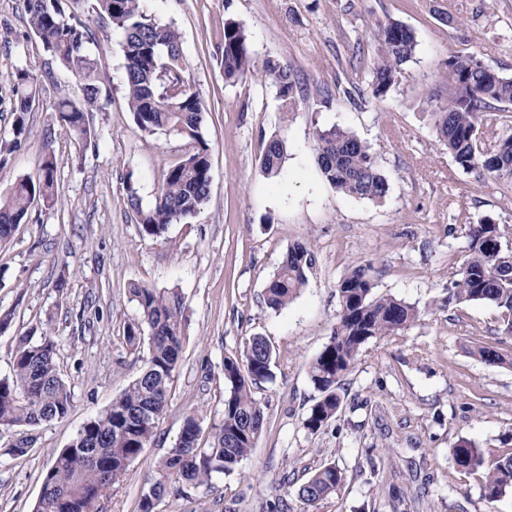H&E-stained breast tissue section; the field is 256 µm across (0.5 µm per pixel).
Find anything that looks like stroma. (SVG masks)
Instances as JSON below:
<instances>
[{"label":"stroma","mask_w":512,"mask_h":512,"mask_svg":"<svg viewBox=\"0 0 512 512\" xmlns=\"http://www.w3.org/2000/svg\"><path fill=\"white\" fill-rule=\"evenodd\" d=\"M150 12L181 35L185 76L206 110L211 190L201 212L170 225L161 239L141 236L127 204L131 176L151 204L165 171L183 150L180 139L140 132L128 111L124 59L117 33L94 28L91 51L109 81L102 111L89 122L98 146L77 154L53 119L59 89L83 95L71 72L54 67L27 34L22 0H0V135L13 121L17 69L50 70L28 115L27 146L0 169V192L17 177L37 176L51 145L60 187L53 207L36 205L0 246V376L10 373L16 336L48 323L60 374L73 389L67 417L41 425L27 456L9 455L18 430L0 431V512H33L41 475L57 449L104 410L136 377L147 347L123 339L135 317L128 287L140 282L180 289L188 307L182 361L169 407L155 436L105 503L106 512H140L155 462L174 447L186 416L211 439L224 411L225 355L248 339H268L275 378L254 387L263 432L252 454L211 489L161 502L156 512H266L280 497L288 512H512V494L490 503L482 472L459 470L452 451L462 441L487 459L512 452V338L498 337L495 308L469 303L439 308L452 271L465 258L468 225L491 217L512 228V184L482 169H459L433 128L430 89L444 88L446 61L475 55L512 78V0H146ZM461 16L448 26L443 14ZM244 25L256 61L288 64L299 110L283 119L275 87L254 76L224 82L217 53L224 22ZM413 30L418 45L400 82L372 96L375 20ZM350 129L369 142L388 179L383 201L347 196L322 176L316 126ZM286 145L279 176L260 167L264 143ZM313 243L317 262L300 295L273 311L264 288L288 247ZM374 268V291L416 305L421 317L400 335L367 345L349 372L335 419L311 434L302 422L319 397L309 362L326 343L340 311L337 284L352 268ZM496 346L504 363L472 356ZM333 462L347 480L312 505L296 489Z\"/></svg>","instance_id":"35a3bbf8"}]
</instances>
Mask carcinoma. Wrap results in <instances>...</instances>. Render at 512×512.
<instances>
[{"label":"carcinoma","mask_w":512,"mask_h":512,"mask_svg":"<svg viewBox=\"0 0 512 512\" xmlns=\"http://www.w3.org/2000/svg\"><path fill=\"white\" fill-rule=\"evenodd\" d=\"M28 29L54 62L82 82L79 101L59 94L54 117L74 139L78 155L94 142L89 114L101 110L107 83L98 61L88 49L91 30L82 20L120 34L125 59L123 87L126 104L146 136L165 134L185 142L181 160L168 168L154 202L142 206L131 181H126L128 201L137 215L142 236L158 239L172 224L195 217L206 202L212 181L211 158L204 136V106L191 90L179 32L150 13L145 0H23ZM377 53L370 69L369 87L379 97L397 83L403 66L412 60L417 41L413 30L395 21L372 24ZM224 82L234 85L259 72L276 87L283 117L298 110L296 82L286 64L268 59L257 69L249 35L237 21L224 23L219 47ZM448 81L443 91L429 94L435 103L434 125L458 168L469 172L480 165L496 179H512V135L499 140L494 152L482 151L478 130L484 112L494 104L512 103V78L500 75L474 55H451ZM42 75L20 68L13 86L14 114L10 136L0 138V169L26 142L27 116L39 98ZM321 173L335 190L348 196L380 201L389 184L370 145L349 130L333 125L313 132ZM285 155L283 142L271 138L260 157L269 177L280 174ZM57 162L45 144L38 177L15 180L0 193V244L25 222L32 206H54L59 198ZM512 229L486 217L469 225L465 260L452 273L448 295L441 306L487 303L500 311V332L512 336ZM315 265L310 244L290 246L264 291L267 307L280 310L307 284ZM371 266H358L338 282L341 309L328 341L309 366V376L319 392L303 426L311 433L336 418L342 406V381L366 346L397 336L419 320L420 311L392 296L374 293ZM137 316L125 323V342L135 347L148 340L149 354L141 372L112 403L89 419L42 474L41 494L34 512H104L103 498L119 483L153 437L169 405V387L177 372L188 321L184 296L177 288H157L132 283L128 288ZM10 375L0 378V428L32 431L52 420L65 418L73 408V392L60 375L58 342L51 330L37 326L15 337ZM471 354L491 364L504 358L491 346L477 345ZM274 350L265 337H252L237 354L224 357V417L208 445L199 443L201 427L193 415L185 417L174 448L157 464L142 495L140 512H155L170 494L212 487L215 476L234 471L255 448L264 427V410L254 396V386L273 379ZM98 458L93 463L90 455ZM461 471L486 467L482 491L489 501L512 492V454L488 461L471 442L453 448ZM346 473L330 462L317 469L297 491L305 504L334 494Z\"/></svg>","instance_id":"carcinoma-1"}]
</instances>
